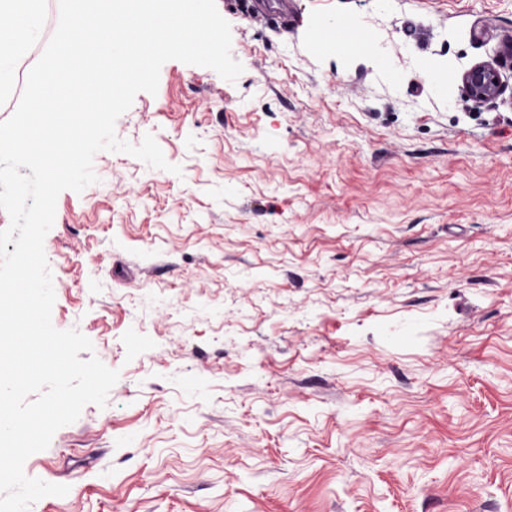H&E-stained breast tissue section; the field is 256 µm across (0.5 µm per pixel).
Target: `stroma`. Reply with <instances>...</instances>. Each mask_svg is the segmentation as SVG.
Wrapping results in <instances>:
<instances>
[{"label":"stroma","instance_id":"35a3bbf8","mask_svg":"<svg viewBox=\"0 0 512 512\" xmlns=\"http://www.w3.org/2000/svg\"><path fill=\"white\" fill-rule=\"evenodd\" d=\"M293 3L216 0L237 80L171 60L117 119L181 174L102 151L59 194L52 324L120 377L28 512H512V71L461 83L512 0ZM507 66L512 69V37L503 42L492 62L476 63L462 73L466 97L474 102H485L502 96L507 89L502 70Z\"/></svg>","mask_w":512,"mask_h":512}]
</instances>
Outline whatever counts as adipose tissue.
Masks as SVG:
<instances>
[{"mask_svg":"<svg viewBox=\"0 0 512 512\" xmlns=\"http://www.w3.org/2000/svg\"><path fill=\"white\" fill-rule=\"evenodd\" d=\"M0 15L8 25L0 27V82L13 76L25 48L37 44L43 36L45 15L43 0H0Z\"/></svg>","mask_w":512,"mask_h":512,"instance_id":"1","label":"adipose tissue"}]
</instances>
